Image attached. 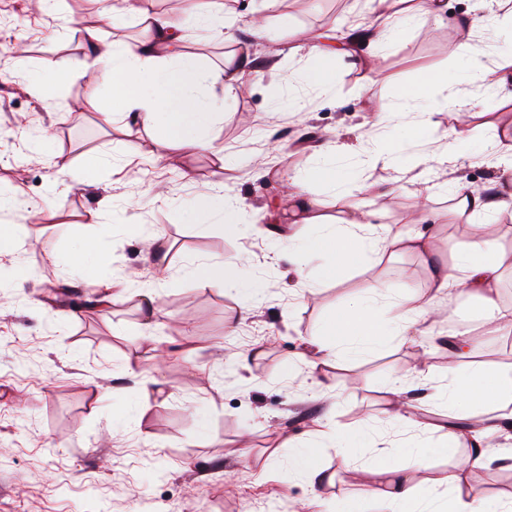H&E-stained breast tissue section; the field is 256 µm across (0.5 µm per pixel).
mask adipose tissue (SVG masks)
<instances>
[{"mask_svg": "<svg viewBox=\"0 0 512 512\" xmlns=\"http://www.w3.org/2000/svg\"><path fill=\"white\" fill-rule=\"evenodd\" d=\"M442 8L441 0H390V14L357 28L350 41L379 47L394 41L405 29H429L431 20ZM125 9L144 23L145 39L132 45L119 41L96 45L92 52L75 60L74 69L84 70L96 66L101 59H109L112 66L106 76L112 91V111L135 113L141 125L155 131L164 146L186 150L206 148L217 104L202 91L207 75L198 59L183 49L182 24L167 15L149 12L146 0H127ZM295 37L309 49L307 83L321 94H329L336 86L331 63L343 53L345 44L331 34L314 35L299 30ZM458 58L464 77L481 80L494 89L502 88L505 77L491 68L488 61L495 58L512 63V34L490 43H464ZM445 81L442 73L425 71L413 88L401 93V100L417 103L421 110L417 120L405 123L403 135H395L388 127L390 121L399 117L397 107L385 102L378 106L377 126L368 133L363 152L364 171L425 169L439 157L459 159L469 155L471 141L463 125L449 134L438 152L428 148L434 128L426 112L440 107L435 92ZM319 152L323 162L314 178L293 176L288 180V197L292 201L289 219L316 229L314 236L293 247L300 287L314 291L307 268L315 259L320 262L323 279L337 281L360 267L372 254L403 252L425 256L430 253L428 239L379 222L378 212L360 201L352 202L348 211L336 220L325 221L318 212L319 201L312 195L311 182L317 179L330 187H340L344 169L336 162L337 146L327 143L320 146ZM448 194L457 199L459 213L473 220L474 225L468 241L453 252L451 262L433 269L437 288L441 291L464 288L476 301L478 315L491 332L511 334L512 306L497 301L499 271L506 260L500 239L508 232L507 226L498 224L497 219L503 211L512 208V193L506 195L493 187L481 193L457 181L449 186ZM85 221L96 226L97 234L80 243L73 261L83 270L84 281L100 288L104 282L96 267L99 239L109 234L112 227L103 223L97 210L88 211ZM188 273L211 287L235 291L243 310L250 309L264 292L260 279L244 276L234 264L200 262L191 265ZM434 311V298L423 299L410 290L391 296L383 292L381 285L371 284L360 289L343 310L327 319L313 346L325 361L377 349L385 346L390 337L404 335ZM447 348L451 356L448 383L428 394V401L446 402L449 415L459 419L494 405L497 414L480 422L482 434L490 436L512 428V374L490 371L480 363L469 361L461 331L449 330ZM387 388L389 393L401 398L395 418L405 436L398 441L397 452L388 467L378 471L377 480L368 492L385 500L388 512H429L416 498L415 483L425 479L432 456L412 446L407 434L415 430L435 432L440 428L438 424L416 419L406 381L392 379ZM499 455L498 448L475 446L472 456L430 484V504L445 503L448 512H512V495L477 501L464 491L470 470L485 467Z\"/></svg>", "mask_w": 512, "mask_h": 512, "instance_id": "ef3b65f1", "label": "adipose tissue"}]
</instances>
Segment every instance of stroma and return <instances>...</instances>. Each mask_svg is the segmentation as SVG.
Instances as JSON below:
<instances>
[{"instance_id": "obj_1", "label": "stroma", "mask_w": 512, "mask_h": 512, "mask_svg": "<svg viewBox=\"0 0 512 512\" xmlns=\"http://www.w3.org/2000/svg\"><path fill=\"white\" fill-rule=\"evenodd\" d=\"M149 3L186 26V52L211 74L204 91L220 111L208 148H167L130 117L106 118V63L46 84L91 40L142 38L132 15L113 17L101 0H56L49 14L34 12L33 0H0V193L11 198L0 225H25L30 240L19 253L0 255V269L29 273L16 289L0 290V512H381L365 483L390 459L392 438L380 421L393 402L384 383L405 378L416 397L445 385L441 335L449 322L471 324V358L503 371L512 370V335L490 336L477 326L475 304L461 289L435 294L429 265L414 254L371 256L312 295L296 286L288 240L306 239L311 228L288 223L284 182L313 169L325 141L355 143L378 105L414 84L421 70L446 73L441 95L487 102L486 113L468 119L475 159L436 164L391 192L378 188L391 179L388 171L370 173L367 190L357 175L343 187L318 183L313 190L327 219L363 200L383 223L436 233L439 259L449 261L470 227L449 223L442 185L497 179V152L512 144V90L456 77L458 46L491 41L495 31H469L455 20L489 15L494 0H446L431 32L410 29L378 49L374 71L337 57L333 96L305 82L307 59L291 53L288 29L347 34L387 12L380 0H280L272 13L264 0H229L233 16L220 31L192 28L198 0ZM253 14L266 16L267 36L248 33ZM282 14L289 27L280 26ZM233 40L247 42L258 65L238 73L229 91L224 55ZM276 92L300 98L302 111L274 108ZM92 151L107 164L95 179L78 182ZM58 160L70 163L71 177L56 179ZM211 189L239 205V236L196 220L199 196ZM421 200L429 218L411 223ZM100 208L112 224L100 270L117 281L136 276L140 287L153 289V321L132 296L95 308V295L79 280L73 249L91 231L84 215ZM284 226L289 236L277 235ZM157 231L169 249L162 271L150 261ZM244 254L265 283L262 301L248 313L235 296L187 273L191 263H233ZM374 282L393 293L436 295L437 312L384 349L314 362L310 342L326 318ZM223 350L237 361L218 362ZM422 363L429 377L416 373ZM148 378L163 395L143 393ZM329 425L358 438L361 451L348 463L331 449L317 450L313 462L331 478L317 487L289 470L288 457L291 445H312ZM466 489L478 498L512 493V463L473 470Z\"/></svg>"}]
</instances>
